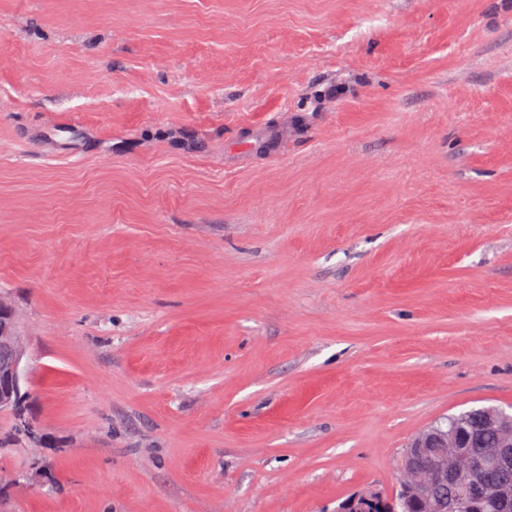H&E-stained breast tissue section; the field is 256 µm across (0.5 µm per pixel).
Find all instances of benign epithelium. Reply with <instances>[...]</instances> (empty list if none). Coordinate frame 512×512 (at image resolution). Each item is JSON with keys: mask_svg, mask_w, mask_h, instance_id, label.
Returning a JSON list of instances; mask_svg holds the SVG:
<instances>
[{"mask_svg": "<svg viewBox=\"0 0 512 512\" xmlns=\"http://www.w3.org/2000/svg\"><path fill=\"white\" fill-rule=\"evenodd\" d=\"M25 352L22 332L11 303L0 297V403L20 392ZM487 421L504 429L500 448L481 461L470 457L469 447L473 435L463 429L443 434L427 431L420 434L409 446L408 456L413 465L407 469L410 489L417 492L435 480L461 476L473 482L483 471L484 462L500 470L512 468V413L499 409L487 416ZM376 496L374 491L355 493L342 503L338 512H362Z\"/></svg>", "mask_w": 512, "mask_h": 512, "instance_id": "1", "label": "benign epithelium"}]
</instances>
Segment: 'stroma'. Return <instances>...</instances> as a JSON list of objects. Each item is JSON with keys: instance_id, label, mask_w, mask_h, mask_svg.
I'll return each mask as SVG.
<instances>
[{"instance_id": "1", "label": "stroma", "mask_w": 512, "mask_h": 512, "mask_svg": "<svg viewBox=\"0 0 512 512\" xmlns=\"http://www.w3.org/2000/svg\"><path fill=\"white\" fill-rule=\"evenodd\" d=\"M0 512H336L512 407V0H0ZM25 352L22 332L11 303L0 297V405L19 395Z\"/></svg>"}]
</instances>
